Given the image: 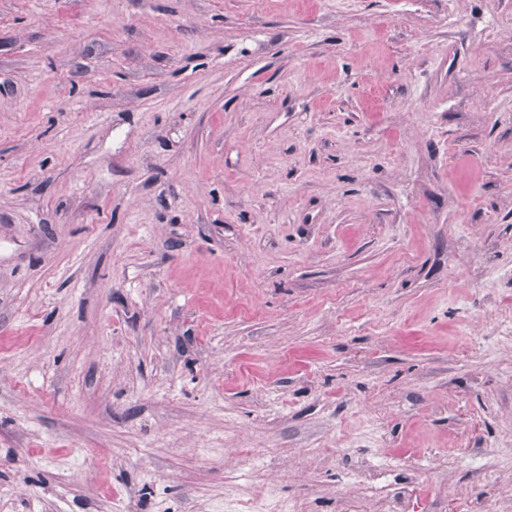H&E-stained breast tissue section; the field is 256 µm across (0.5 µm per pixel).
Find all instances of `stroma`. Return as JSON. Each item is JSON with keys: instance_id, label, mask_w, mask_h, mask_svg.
I'll return each instance as SVG.
<instances>
[{"instance_id": "obj_1", "label": "stroma", "mask_w": 512, "mask_h": 512, "mask_svg": "<svg viewBox=\"0 0 512 512\" xmlns=\"http://www.w3.org/2000/svg\"><path fill=\"white\" fill-rule=\"evenodd\" d=\"M512 512V0H0V512Z\"/></svg>"}]
</instances>
